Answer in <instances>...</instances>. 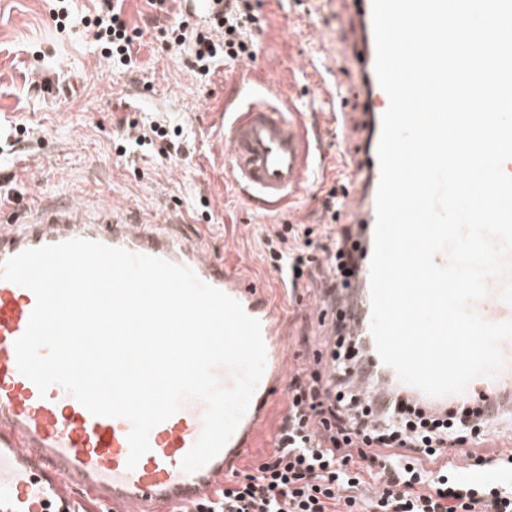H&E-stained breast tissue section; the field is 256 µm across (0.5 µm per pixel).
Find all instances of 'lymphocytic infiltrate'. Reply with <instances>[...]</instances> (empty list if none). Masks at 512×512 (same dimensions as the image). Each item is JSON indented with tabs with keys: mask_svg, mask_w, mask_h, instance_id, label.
Here are the masks:
<instances>
[{
	"mask_svg": "<svg viewBox=\"0 0 512 512\" xmlns=\"http://www.w3.org/2000/svg\"><path fill=\"white\" fill-rule=\"evenodd\" d=\"M83 23L103 57L129 66L140 28L124 17L125 0H101ZM209 29L179 17L162 28L169 46L192 42L191 65L208 73L216 57L256 61L260 19L252 0H208ZM343 196L330 189L320 224H278L266 232L267 259L288 290L318 284L325 305L357 267L349 243L360 236L341 223ZM326 362L295 372L277 445L263 461L237 473L218 500L196 512H512V454L468 451L470 474L443 462L445 450L482 439L485 421L418 411L393 398L374 412L354 389L363 357L343 320L330 330Z\"/></svg>",
	"mask_w": 512,
	"mask_h": 512,
	"instance_id": "f902f5d3",
	"label": "lymphocytic infiltrate"
}]
</instances>
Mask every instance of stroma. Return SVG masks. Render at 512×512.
Here are the masks:
<instances>
[{"label": "stroma", "instance_id": "stroma-1", "mask_svg": "<svg viewBox=\"0 0 512 512\" xmlns=\"http://www.w3.org/2000/svg\"><path fill=\"white\" fill-rule=\"evenodd\" d=\"M69 28L57 29L46 0H0V133L15 124L31 126L33 138L19 155L0 163V192L6 207L25 203L40 210L59 206L110 205L129 216L168 225L202 240L210 254L233 265L251 283L266 288L288 322L290 370L306 367L329 330L308 312L318 300L316 285L287 292L262 257V239L272 225L290 220L288 208L269 211L248 202L224 176L223 113L218 106L234 68L216 61L209 74L193 71L190 46L170 48L161 27L182 11L171 0L169 16H156L146 0H126L130 24L142 37L133 67H114L101 57L81 18L93 0H72ZM262 28L255 65L275 89L285 91L305 118L313 140L310 188L296 203L307 224L323 221L321 203L361 143L359 117L344 137L332 120L337 86L361 73L350 42L351 0H257ZM67 90L47 97L44 78ZM166 121L181 129L188 154L168 160L148 149L119 156L113 141L126 121Z\"/></svg>", "mask_w": 512, "mask_h": 512}]
</instances>
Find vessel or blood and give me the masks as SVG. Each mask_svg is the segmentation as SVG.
Listing matches in <instances>:
<instances>
[{
    "mask_svg": "<svg viewBox=\"0 0 512 512\" xmlns=\"http://www.w3.org/2000/svg\"><path fill=\"white\" fill-rule=\"evenodd\" d=\"M352 33L362 80L338 91L337 100L362 101L364 149L352 171V191L344 208L363 236L358 248V276L341 289L331 307L315 302L316 312L344 318L352 336L367 349V371L358 388L371 407L388 402L391 386H401L428 411L456 413L480 409L512 414V338L498 348L504 368L473 379L463 392L440 397L402 384L397 372L378 356L370 331V261L380 178L377 145L381 118L389 97L375 71L371 0H353ZM224 169L243 197L270 209L298 200L306 192L310 141L302 114L292 102L276 101L275 91L242 63L224 100ZM75 238L121 247L189 267L196 277L237 300L261 323L266 366L250 405L220 453L193 473L181 461L199 438L206 405L185 403L180 411L154 427L150 449L135 468H128L130 423L96 416L60 386L47 392L22 375L15 342L25 332L36 304L26 287L0 279V512H77L80 495L91 496L103 512H173L192 508L212 497L236 473L241 459L270 430L274 400L287 376L286 332L282 312L265 289L249 284L226 263L210 255L196 240L145 224L116 212L86 207H55L13 215L0 223V263L31 248ZM486 296L471 308L489 322L512 320V278L490 276Z\"/></svg>",
    "mask_w": 512,
    "mask_h": 512,
    "instance_id": "vessel-or-blood-1",
    "label": "vessel or blood"
}]
</instances>
